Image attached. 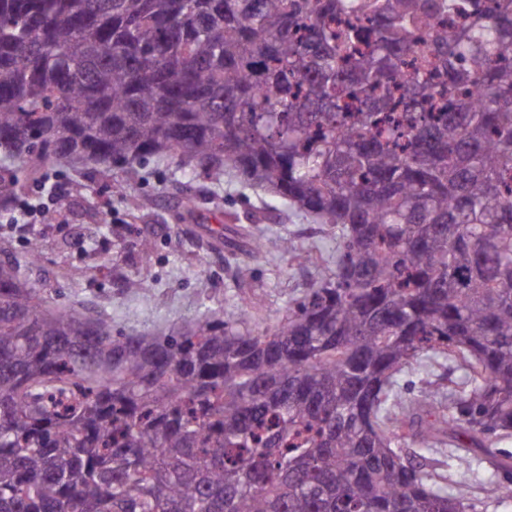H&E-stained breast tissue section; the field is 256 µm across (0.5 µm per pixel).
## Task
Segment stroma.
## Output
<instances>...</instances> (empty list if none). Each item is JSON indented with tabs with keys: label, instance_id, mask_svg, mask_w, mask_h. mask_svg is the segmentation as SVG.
I'll list each match as a JSON object with an SVG mask.
<instances>
[{
	"label": "stroma",
	"instance_id": "35a3bbf8",
	"mask_svg": "<svg viewBox=\"0 0 512 512\" xmlns=\"http://www.w3.org/2000/svg\"><path fill=\"white\" fill-rule=\"evenodd\" d=\"M16 176L17 200L41 205L57 220L38 216L20 232L8 228L0 207V256L24 262L29 240H41V261L24 262L22 271L43 300L110 316L127 331L166 332L207 312H232L251 296L261 302L255 330L272 327L326 272L306 256L322 259L336 249L334 233L311 216L235 174L217 183L185 173L173 157L147 160L109 182L88 166ZM241 228L247 237L288 236L296 252L253 254ZM144 237L153 241L146 255L138 247ZM135 276L146 278L147 288L128 290L125 282Z\"/></svg>",
	"mask_w": 512,
	"mask_h": 512
}]
</instances>
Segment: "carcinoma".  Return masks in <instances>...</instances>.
Masks as SVG:
<instances>
[{"mask_svg": "<svg viewBox=\"0 0 512 512\" xmlns=\"http://www.w3.org/2000/svg\"><path fill=\"white\" fill-rule=\"evenodd\" d=\"M173 156L335 229L327 273L122 332L0 258V512H476L474 464L511 504L512 0H0L5 170ZM463 376L460 370L449 371L447 368L433 366L426 370L404 372L399 377L400 391L403 399L411 400L419 395L424 381H430L433 387L447 390L450 380L459 382Z\"/></svg>", "mask_w": 512, "mask_h": 512, "instance_id": "cac0c4a2", "label": "carcinoma"}]
</instances>
